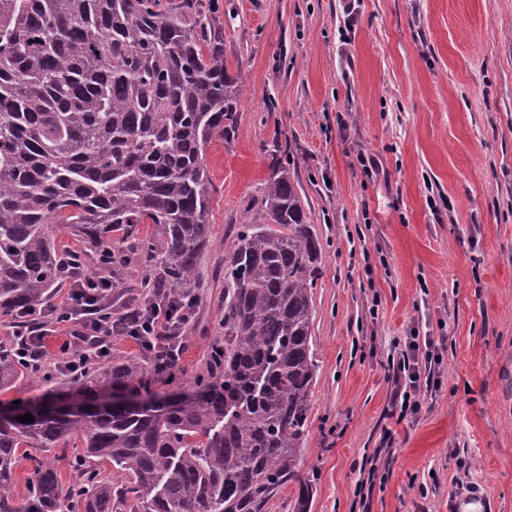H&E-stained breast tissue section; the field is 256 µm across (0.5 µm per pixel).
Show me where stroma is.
Segmentation results:
<instances>
[{
  "label": "stroma",
  "mask_w": 512,
  "mask_h": 512,
  "mask_svg": "<svg viewBox=\"0 0 512 512\" xmlns=\"http://www.w3.org/2000/svg\"><path fill=\"white\" fill-rule=\"evenodd\" d=\"M216 6L244 94L229 142L207 151L218 193L183 378L205 366L224 260L285 134L323 248L310 512H512V0ZM415 333L442 360L399 423L387 357Z\"/></svg>",
  "instance_id": "obj_1"
}]
</instances>
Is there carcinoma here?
Masks as SVG:
<instances>
[{
	"mask_svg": "<svg viewBox=\"0 0 512 512\" xmlns=\"http://www.w3.org/2000/svg\"><path fill=\"white\" fill-rule=\"evenodd\" d=\"M200 0H0V314L39 306L112 257V287L141 268L157 297L199 287L216 189L208 148L229 139L243 83ZM224 260L218 349L174 403L0 418V489L29 462V493L0 512H270L286 486L309 512L301 473L317 366L313 288L323 249L288 168L251 200ZM152 232L139 237L136 229ZM124 236L112 240V233ZM65 231L83 245L59 247ZM149 363L114 357L54 382L44 401L143 383ZM37 375L0 347V391ZM74 441L71 481L53 450ZM111 473H106V469Z\"/></svg>",
	"mask_w": 512,
	"mask_h": 512,
	"instance_id": "carcinoma-1",
	"label": "carcinoma"
}]
</instances>
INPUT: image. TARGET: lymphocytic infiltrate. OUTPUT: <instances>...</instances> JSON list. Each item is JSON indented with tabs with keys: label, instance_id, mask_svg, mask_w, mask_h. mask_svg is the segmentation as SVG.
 I'll return each mask as SVG.
<instances>
[{
	"label": "lymphocytic infiltrate",
	"instance_id": "lymphocytic-infiltrate-1",
	"mask_svg": "<svg viewBox=\"0 0 512 512\" xmlns=\"http://www.w3.org/2000/svg\"><path fill=\"white\" fill-rule=\"evenodd\" d=\"M111 293V280L76 278L60 316L61 321L74 324L71 339L61 347L60 357L54 359L48 358L44 350L50 325L46 312L40 307L26 311L24 317L34 322V329L14 331L23 355L32 359L35 368L79 376L91 362L110 358L113 337L127 336L138 343L149 359L156 361L159 371H175L183 330L197 307L196 295L179 296L164 307L133 297L116 316L108 306ZM432 345V340L421 342L417 337H409L392 366L397 397L393 408L398 420L414 417L421 411L422 392L431 385L430 380L424 379L422 368L430 361L425 350Z\"/></svg>",
	"mask_w": 512,
	"mask_h": 512
}]
</instances>
